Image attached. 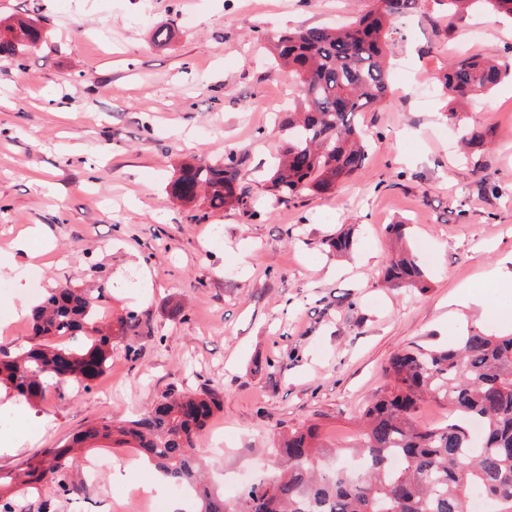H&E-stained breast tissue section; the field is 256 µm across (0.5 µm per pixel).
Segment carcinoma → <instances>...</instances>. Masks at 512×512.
<instances>
[{
  "instance_id": "carcinoma-1",
  "label": "carcinoma",
  "mask_w": 512,
  "mask_h": 512,
  "mask_svg": "<svg viewBox=\"0 0 512 512\" xmlns=\"http://www.w3.org/2000/svg\"><path fill=\"white\" fill-rule=\"evenodd\" d=\"M424 0H379V7L341 27H310L267 36L277 66L286 69L298 101L288 111V131L269 190L286 202L305 192L328 193L364 168L366 136L359 113L382 105L391 91L386 63L387 40L395 19L416 12ZM445 26L454 29L470 10L512 18V0H433ZM0 35V58L21 63L24 52L45 37V18L15 16ZM512 77V59L465 58L439 78L454 99L489 94ZM448 122L460 142L481 148L489 134L449 109ZM242 160L229 150L211 163H185L173 182L183 202L196 198L212 210L231 206L251 212L254 200L241 181ZM325 245L340 255L353 245L339 233ZM384 283L392 289L423 288L427 275L417 258L401 246L387 261ZM28 347L0 345V386L30 404L54 388L88 385L112 360L114 339L126 340L125 354L138 355L135 313L98 317L95 305L74 288H55L34 307ZM84 336L77 352L63 344ZM383 391L358 422L354 471L336 460L326 470L328 454L313 425L278 434L273 451L278 472L246 487L236 499L202 478L204 451L197 435L221 408L217 391L164 393L142 417L105 420L100 426L57 448H42L10 471L0 470V512H13L7 494L53 485L64 494L78 488L68 482L71 454L89 438L136 445V451L175 486L193 489L198 512H471L480 491L490 512H512V332L493 334L471 329L452 347L415 345L394 356L386 368ZM435 400L457 420L423 425L419 406ZM480 427L474 443L471 429Z\"/></svg>"
}]
</instances>
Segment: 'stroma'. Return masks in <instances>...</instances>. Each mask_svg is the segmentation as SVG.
I'll list each match as a JSON object with an SVG mask.
<instances>
[{"instance_id":"1","label":"stroma","mask_w":512,"mask_h":512,"mask_svg":"<svg viewBox=\"0 0 512 512\" xmlns=\"http://www.w3.org/2000/svg\"><path fill=\"white\" fill-rule=\"evenodd\" d=\"M376 0H0V19L38 8L49 31L22 64L0 60V246L42 226L52 250L17 252L1 280L0 318L34 307L65 283L96 299L100 318L133 311L139 353L113 356L90 387L72 383L27 405L0 390L13 469L108 418L152 408L169 389L207 386L223 408L199 434L215 480L277 470L267 450L280 431L315 425L322 441L352 444L356 419L383 388L392 357L413 344L445 347L467 328H505L457 306L512 251V79L460 104L491 143L463 156L439 78L465 52L512 51V21L470 14L448 31L432 0L397 19L388 42L393 97L360 113L371 146L364 169L336 190L284 202L266 181L286 133L290 92L270 66L261 30L346 23ZM173 36L151 37L160 26ZM482 37L466 38L473 29ZM243 160L254 211H206L174 198L183 163L224 151ZM409 226L425 258L426 288L385 287L388 225ZM353 228L356 245L330 255L324 239ZM93 458L108 467L86 479ZM81 496L17 495L15 512H130L144 482H158L133 450L100 440L74 454Z\"/></svg>"}]
</instances>
